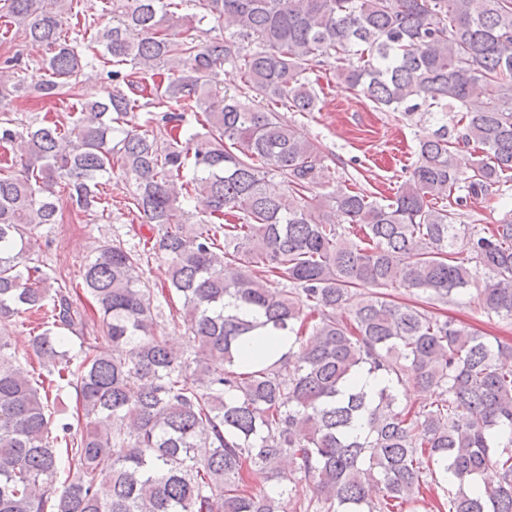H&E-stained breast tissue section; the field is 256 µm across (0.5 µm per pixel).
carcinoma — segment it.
<instances>
[{
  "label": "carcinoma",
  "instance_id": "carcinoma-1",
  "mask_svg": "<svg viewBox=\"0 0 512 512\" xmlns=\"http://www.w3.org/2000/svg\"><path fill=\"white\" fill-rule=\"evenodd\" d=\"M73 2L0 0V19L47 48L35 91L75 92L99 57L117 83L49 124L0 116V143L23 148L20 169L0 167V322L38 318L31 348L46 371L34 379L0 339V512H407L435 487L448 512H512V339L379 292L446 301L482 274L483 310L512 318V210L489 227L456 222L467 200L512 190V0H198V18L182 13L190 0H105L112 25L75 23L84 44L63 33ZM207 19L214 35L198 41ZM331 57L333 78L376 107H423L435 125L381 201L315 193L325 156L270 108L317 110ZM226 64L240 95L209 83ZM27 91L5 59L0 109ZM146 108L156 133L138 122ZM116 168L181 300L180 352L156 332L143 254L107 242L72 288L48 285L28 254L35 230L63 221L61 203L93 215ZM270 175L287 192H267ZM81 292L112 351L85 335ZM269 336L288 351L242 358ZM364 373L380 386L358 385ZM406 386L434 399L404 404ZM66 388L75 411L60 418L52 392ZM493 466L498 483L480 488Z\"/></svg>",
  "mask_w": 512,
  "mask_h": 512
}]
</instances>
